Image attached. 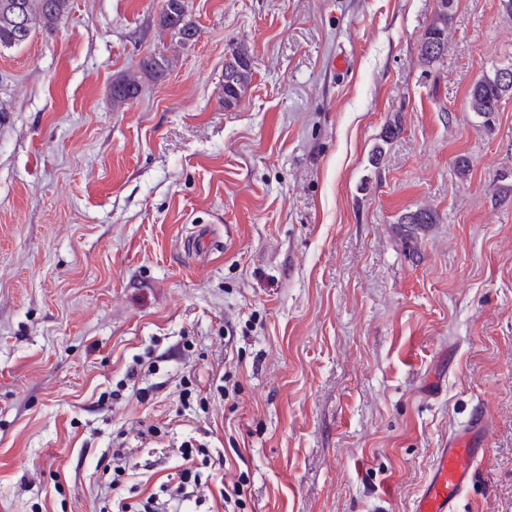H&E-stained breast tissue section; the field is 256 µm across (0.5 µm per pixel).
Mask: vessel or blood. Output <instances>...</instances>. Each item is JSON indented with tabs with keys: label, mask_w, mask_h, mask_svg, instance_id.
Segmentation results:
<instances>
[{
	"label": "vessel or blood",
	"mask_w": 512,
	"mask_h": 512,
	"mask_svg": "<svg viewBox=\"0 0 512 512\" xmlns=\"http://www.w3.org/2000/svg\"><path fill=\"white\" fill-rule=\"evenodd\" d=\"M491 429L489 416L478 411L463 430L449 435L431 463L429 479L413 512H456L459 496L473 482L483 461Z\"/></svg>",
	"instance_id": "1"
}]
</instances>
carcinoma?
<instances>
[{
	"instance_id": "obj_1",
	"label": "carcinoma",
	"mask_w": 512,
	"mask_h": 512,
	"mask_svg": "<svg viewBox=\"0 0 512 512\" xmlns=\"http://www.w3.org/2000/svg\"><path fill=\"white\" fill-rule=\"evenodd\" d=\"M160 15L162 28L186 45L196 35L195 26L186 20L183 0H164ZM436 9L421 40L420 63L432 68L441 62L448 52V10L453 0H437ZM69 0H0V51L21 46L29 41L37 30H52L68 13ZM254 60L245 51H236L224 62V84L221 85L224 106L236 105L249 88ZM171 67V58L164 53L146 56L140 63L141 73L147 78H159ZM139 92V82L134 78H120L112 88V101L119 106ZM512 96V72L504 74L497 68L493 74L478 80L467 98L468 110L483 117V125L490 124L500 109L503 99ZM437 223L436 213L428 207L409 210L398 217L403 236L413 242L430 225Z\"/></svg>"
}]
</instances>
